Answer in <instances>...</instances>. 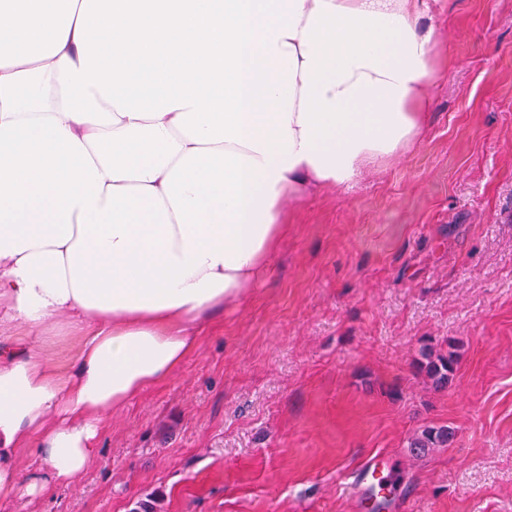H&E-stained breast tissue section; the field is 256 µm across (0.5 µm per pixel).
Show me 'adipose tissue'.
Masks as SVG:
<instances>
[{"label": "adipose tissue", "instance_id": "adipose-tissue-1", "mask_svg": "<svg viewBox=\"0 0 512 512\" xmlns=\"http://www.w3.org/2000/svg\"><path fill=\"white\" fill-rule=\"evenodd\" d=\"M438 3L0 0V492L83 472L265 279L285 201L415 145Z\"/></svg>", "mask_w": 512, "mask_h": 512}]
</instances>
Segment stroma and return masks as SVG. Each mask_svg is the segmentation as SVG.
<instances>
[{"label":"stroma","mask_w":512,"mask_h":512,"mask_svg":"<svg viewBox=\"0 0 512 512\" xmlns=\"http://www.w3.org/2000/svg\"><path fill=\"white\" fill-rule=\"evenodd\" d=\"M448 72L417 143L352 186L288 202L268 276L166 381L108 419L99 453L0 512H512V0L425 16ZM454 348L435 388L423 345ZM448 426L425 457L408 442Z\"/></svg>","instance_id":"35a3bbf8"}]
</instances>
